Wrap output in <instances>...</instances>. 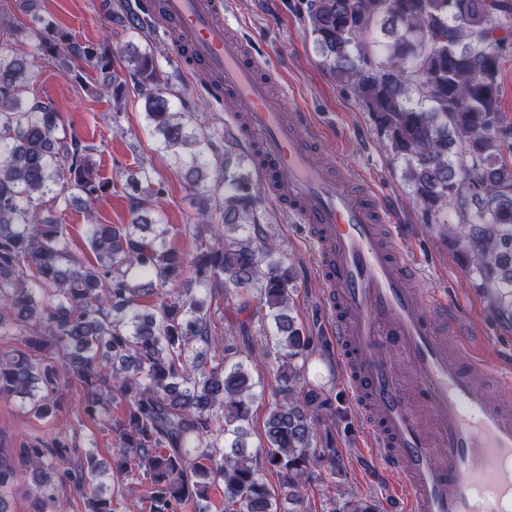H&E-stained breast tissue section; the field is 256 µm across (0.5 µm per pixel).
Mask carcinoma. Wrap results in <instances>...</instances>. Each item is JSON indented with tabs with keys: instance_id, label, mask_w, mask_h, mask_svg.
I'll list each match as a JSON object with an SVG mask.
<instances>
[{
	"instance_id": "carcinoma-1",
	"label": "carcinoma",
	"mask_w": 512,
	"mask_h": 512,
	"mask_svg": "<svg viewBox=\"0 0 512 512\" xmlns=\"http://www.w3.org/2000/svg\"><path fill=\"white\" fill-rule=\"evenodd\" d=\"M508 18L512 0H307L305 19L328 72L405 163L426 222L456 210L459 224L445 232L463 244L476 287L504 320H512V120L499 108V75L512 50ZM33 36L45 56L63 51L71 62L112 65L102 44L77 42L51 23ZM127 75L160 149L204 200L197 252L186 259L167 246L170 225L140 217L165 196L144 170L149 185L135 202L138 217L90 221L92 261L71 250L67 226L42 219L39 205L72 189L90 205L109 185L94 173V148L67 131L52 106L24 104L23 91L39 76L27 52L0 51V330L13 324L16 345L0 354V397H18L45 419L64 406L62 380L80 388L84 414L118 442V474L148 482V512H202L219 483L224 512H297L302 488L336 449L316 434L311 395L300 387L314 341L290 315L291 277L259 224L249 177L223 160L215 162L213 188L224 190L222 223H211L202 172L213 143L170 111L173 88L153 54H130ZM188 271L235 314L263 311L273 320L269 356L279 384L259 456L244 439L256 399L250 354L213 330L211 304L183 287ZM145 298L153 311L142 309ZM219 344L221 361L207 365ZM116 401L126 406L122 418L108 415ZM76 452L60 433L49 444L22 441L1 454L0 512L28 473L37 486L34 512L50 504L64 512L66 488L85 498L88 512H118L117 502L90 493L101 463L88 454L77 464Z\"/></svg>"
}]
</instances>
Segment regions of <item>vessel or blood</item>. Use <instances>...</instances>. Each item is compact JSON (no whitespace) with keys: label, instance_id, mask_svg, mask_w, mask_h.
Segmentation results:
<instances>
[{"label":"vessel or blood","instance_id":"1","mask_svg":"<svg viewBox=\"0 0 512 512\" xmlns=\"http://www.w3.org/2000/svg\"><path fill=\"white\" fill-rule=\"evenodd\" d=\"M159 8L182 34L187 68L218 77L222 100L246 115L265 190L287 201L316 247L343 380L407 512H512V365L484 357L485 341L447 300H426L386 203L316 161L319 132L301 137L308 118H287V97L270 94L260 61L227 34L224 0ZM405 373L429 422L402 387ZM479 373L494 395L481 392Z\"/></svg>","mask_w":512,"mask_h":512}]
</instances>
